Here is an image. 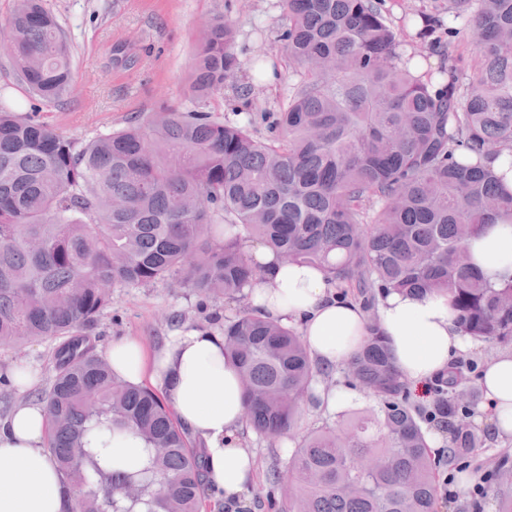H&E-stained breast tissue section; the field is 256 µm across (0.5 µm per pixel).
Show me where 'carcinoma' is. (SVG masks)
Returning a JSON list of instances; mask_svg holds the SVG:
<instances>
[{
  "instance_id": "1",
  "label": "carcinoma",
  "mask_w": 512,
  "mask_h": 512,
  "mask_svg": "<svg viewBox=\"0 0 512 512\" xmlns=\"http://www.w3.org/2000/svg\"><path fill=\"white\" fill-rule=\"evenodd\" d=\"M383 2L281 0L280 42L299 80L268 137L161 102L80 142L0 105V346L57 342L39 401L67 512H201L213 496L189 432L155 391L113 374L93 328L114 288L179 279L206 299L240 300L257 275L244 236L325 269L368 310L386 293H446L464 334L512 343V275L489 283L466 249L512 224V191L483 164L512 152V0L405 15L421 39L448 26L438 84L415 70L423 56L402 58ZM0 31L34 96H70L71 45L48 0H15ZM236 38L224 15L197 39L190 93L200 104L234 79ZM469 41L477 65L465 78L457 50ZM368 330L339 373L375 405L302 437L274 473L269 512H436L445 460L425 426L448 431L453 461L484 443L470 422V364L450 367L421 408L376 320ZM224 349L243 381L245 423L265 437L292 435L315 386L339 384L297 331L248 308L224 319ZM103 429L143 441L147 476L92 446ZM493 477L498 512H512V472Z\"/></svg>"
}]
</instances>
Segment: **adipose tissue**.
Listing matches in <instances>:
<instances>
[{"mask_svg": "<svg viewBox=\"0 0 512 512\" xmlns=\"http://www.w3.org/2000/svg\"><path fill=\"white\" fill-rule=\"evenodd\" d=\"M241 246L259 274L247 288L250 309L285 325H298L310 354L334 369L359 351L368 334L361 305L336 299L324 270L282 261L263 244ZM467 251L489 282L512 274V224L493 225L469 240ZM403 380L423 387L447 373L453 360L473 348L458 328L447 295L391 293L379 297L375 315ZM112 370L125 381L151 386L200 444L206 481L228 503L242 501L256 474L254 456L239 444L244 428L243 388L217 330L182 331L149 351L122 338L106 351ZM22 400L0 418V512H65L62 478L45 449L47 416L28 400L37 372L11 368ZM490 421L500 437H512V351L491 359L480 378Z\"/></svg>", "mask_w": 512, "mask_h": 512, "instance_id": "1", "label": "adipose tissue"}]
</instances>
